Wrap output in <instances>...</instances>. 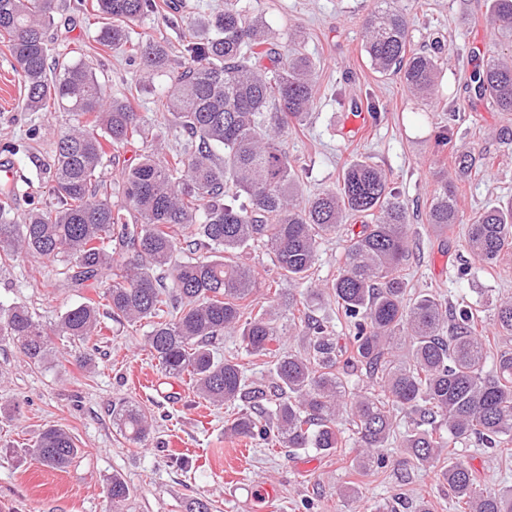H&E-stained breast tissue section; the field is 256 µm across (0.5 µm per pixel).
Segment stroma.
<instances>
[{"label":"stroma","instance_id":"stroma-1","mask_svg":"<svg viewBox=\"0 0 512 512\" xmlns=\"http://www.w3.org/2000/svg\"><path fill=\"white\" fill-rule=\"evenodd\" d=\"M156 2L157 12L135 31L166 41L175 52L191 39L195 17L224 7V0ZM244 2L263 17L279 50L289 49L294 29L304 30L305 50L317 64L315 108L283 139L304 195L334 188L348 163L368 159L383 170L409 212L416 247L404 275L411 293L474 301L478 289L489 288L494 297L512 300V255L486 270L467 252L463 226L440 236L426 222L437 176L452 173L456 151L483 156L477 171L459 184L464 212L512 200V112L496 111L470 86L474 66L508 45L490 24L487 0H396L410 19L411 51H424L434 40L445 46L438 91L429 99L413 95L399 76L372 69L363 51L362 22L373 0ZM173 16L178 25H170ZM55 22L53 53L93 60L108 93L127 97L139 65L128 51L96 42L97 17L63 0ZM23 95L13 59L0 43V162L45 197L49 185L38 180V168L49 161L70 115L21 111ZM374 104L382 110L379 120L361 131H344L346 119ZM452 107L458 110L453 123L448 120ZM447 126L454 129L453 141L441 153L435 139ZM32 127L40 131L34 140L26 135ZM240 260L256 276L248 299L252 309L270 306L287 313L289 285L279 278L273 254L255 243ZM464 267L470 273L462 278L458 271ZM60 269L57 261L18 258L0 273V304H26L45 328H54L67 308L83 300L82 293L61 287ZM100 321L98 353L89 369L80 365L74 347L57 337L41 366L0 343V512H109L106 484L114 475L130 488L124 512H188L197 498L207 499L211 512H373L379 503L391 512H413L423 501L431 512H456L451 492L432 470L398 468V449H388L386 468L356 476L348 468L357 454L349 441L336 455L321 457L228 436L232 408L206 406L189 378L164 376L145 326L117 322L105 306ZM118 401L151 415L154 431L147 442L131 443L113 425L112 405ZM52 425L69 431L81 450L63 470L41 465L28 452L34 437ZM459 454L482 488L493 492L512 485V444L497 450L471 444ZM350 482L358 484V495L339 497L337 486ZM261 484L273 487L272 497L247 495L246 486Z\"/></svg>","mask_w":512,"mask_h":512}]
</instances>
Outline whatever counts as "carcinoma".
<instances>
[{
	"mask_svg": "<svg viewBox=\"0 0 512 512\" xmlns=\"http://www.w3.org/2000/svg\"><path fill=\"white\" fill-rule=\"evenodd\" d=\"M59 10V0H0V41L22 77L21 108L38 112L51 102L73 116L57 135L51 163L40 169L51 183L50 201L28 202L17 220L18 189L0 188V265L20 256L60 261L66 287L93 288L112 317L149 324L147 343L166 376L186 374L210 404L238 408L228 427L236 437L327 455L341 447L346 418L359 448L351 461L357 472L386 465L382 449L404 412L411 428L396 441L403 462L435 468L464 512H512V489L487 492L463 460L451 452L443 457L445 449L472 441L492 449L512 441V347L489 350L479 330L482 307L456 308L428 293L407 300V209L382 169L356 159L337 187L298 200L299 173L282 137L313 108V60L298 49L281 53L263 18L240 0H225L224 11L201 20L178 60L162 40L132 43L131 57L140 60L135 91L166 78L158 94L163 122L184 136L168 156L156 126L141 123L130 99L110 98L93 63L51 54L47 31ZM93 10L107 20L96 42L114 48L131 43L129 24L158 5L95 0ZM489 12L493 28L512 36V0H490ZM364 27V51L377 73L399 74L412 93L433 95L441 42L429 55L408 52L409 21L388 0ZM470 81L496 111L512 112V52L488 60ZM135 143L148 151L123 170L115 203L101 179L106 147ZM454 163L462 181L478 158L462 153ZM457 192L446 178L437 184L427 223L439 233L465 225L472 257L497 265L512 250V204L467 216ZM350 214L374 222L349 229L329 287L350 327L347 342L307 313L286 326L272 308L243 318L255 276L235 261L240 249L264 243L279 275L299 284L315 264L320 240L346 227ZM185 229L195 231L206 254L178 257ZM99 309L87 298L49 333L27 306H0V343L12 342L40 365L51 353V336L87 344L99 335ZM295 326L306 340L297 353L282 343ZM494 326L496 335L512 339L511 300L495 306ZM234 330L248 353L269 358V380L250 381L236 358L215 357L212 341ZM112 416L129 441L149 437L152 424L136 406L120 402ZM31 452L42 465L64 469L80 449L68 432L49 427ZM129 496L128 484L112 476L111 512H121Z\"/></svg>",
	"mask_w": 512,
	"mask_h": 512,
	"instance_id": "obj_1",
	"label": "carcinoma"
}]
</instances>
